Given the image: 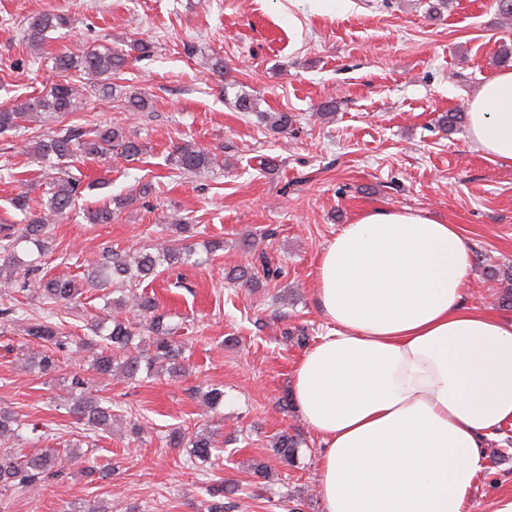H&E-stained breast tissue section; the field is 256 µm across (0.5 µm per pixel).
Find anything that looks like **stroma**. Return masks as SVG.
Listing matches in <instances>:
<instances>
[{"mask_svg": "<svg viewBox=\"0 0 512 512\" xmlns=\"http://www.w3.org/2000/svg\"><path fill=\"white\" fill-rule=\"evenodd\" d=\"M65 12L67 28L50 32L40 52L26 38L32 17ZM152 43L151 56L130 60L114 81L148 101L131 112L117 99L86 97L72 112L0 134V225L21 223L12 198L41 200L47 164L27 155L39 135L115 124L146 147L140 160H75L87 188L66 217L49 225L48 249L18 246L44 273L85 275L107 251L134 252L173 237L171 223L193 224L196 251L214 238L224 249L207 263L162 271L140 284L180 326L185 371L92 378V395L111 400L112 430L87 435L69 411L71 373L86 357L66 353L60 369L30 370L26 315L43 309L38 291L13 288L1 302L0 406L23 422L21 448H81L82 465L45 487L0 488V512H206L210 486L222 483L227 512H323L317 491L321 441L303 423L290 393L297 360L328 327L313 291L317 262L344 224L371 209L425 211L458 225L473 254L468 306L512 318L500 300V279L512 266V167L486 158L466 126L441 118L467 111L480 85L502 70L512 48V23L497 0H0V107L45 93L61 79L50 56L133 39ZM224 59L223 75L208 66ZM257 101L236 109L238 95ZM334 111L321 115L324 103ZM285 112L288 130H271L264 115ZM192 141L217 153L221 169L180 173L165 158ZM276 158V170L264 161ZM109 189L93 188L96 179ZM150 184L146 197L117 210L108 224H89L83 211ZM267 254L283 274L274 281L227 280ZM103 302L96 290L79 304L55 308L72 336L90 334ZM224 390L217 412L199 397ZM144 428L133 436L132 423ZM214 431L218 464L202 472L186 451L170 447L172 432ZM298 436L292 466L275 455L281 433ZM487 467L467 512H493L512 494V429L487 438ZM268 467L256 475L255 463Z\"/></svg>", "mask_w": 512, "mask_h": 512, "instance_id": "obj_1", "label": "stroma"}]
</instances>
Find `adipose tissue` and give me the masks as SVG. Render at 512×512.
<instances>
[{
    "mask_svg": "<svg viewBox=\"0 0 512 512\" xmlns=\"http://www.w3.org/2000/svg\"><path fill=\"white\" fill-rule=\"evenodd\" d=\"M467 131L512 167V70L472 96ZM471 258L457 225L388 209L322 253L314 292L330 327L291 393L324 447V512H466L485 439L512 428V320L466 306Z\"/></svg>",
    "mask_w": 512,
    "mask_h": 512,
    "instance_id": "obj_1",
    "label": "adipose tissue"
}]
</instances>
